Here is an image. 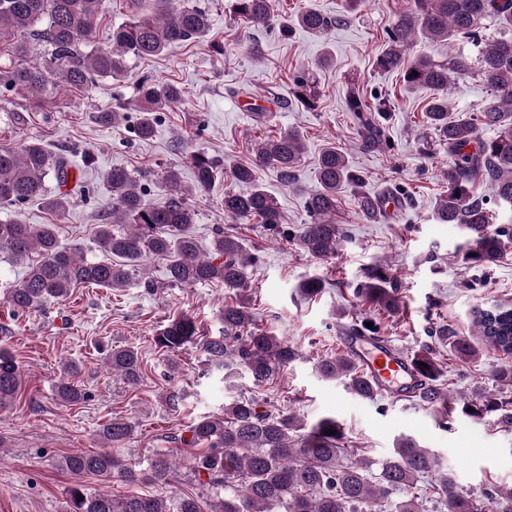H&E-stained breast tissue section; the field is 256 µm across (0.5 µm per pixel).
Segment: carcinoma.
Wrapping results in <instances>:
<instances>
[{
    "instance_id": "carcinoma-1",
    "label": "carcinoma",
    "mask_w": 512,
    "mask_h": 512,
    "mask_svg": "<svg viewBox=\"0 0 512 512\" xmlns=\"http://www.w3.org/2000/svg\"><path fill=\"white\" fill-rule=\"evenodd\" d=\"M157 12L136 15L112 28L111 44L95 46L97 15L102 0H0V52H8L9 63L0 65V89L22 92L40 101L58 87L87 89L101 78H118L133 59L158 56L171 48L199 39L210 28L207 11L190 2L175 8L172 0H154ZM234 10L256 30L275 21L274 0H234ZM497 22L499 39L482 46V24ZM299 27L325 36L337 20L315 10L298 15ZM40 37L49 47L47 57L29 62L25 35ZM432 41L466 40L481 45L477 76L489 91L479 116L466 120L448 119V100L443 95L456 81L472 72V58L463 51L438 61L420 55L406 62L405 53L420 37ZM376 67L384 72L401 71L410 87H429L438 92L425 116L448 145L451 161L444 172L448 190L440 198L436 216L442 224H458L467 235L463 253L467 264L488 269L498 264L512 242V228L494 226L483 188L501 205L512 207V0H409L398 12L386 33ZM184 91L174 83L159 84L149 78L139 86V118L134 133L148 138L154 130L156 113L182 100ZM358 120L363 146L372 147L385 139L380 120H389L390 103L385 97L370 104L358 91L346 100ZM493 135L482 137L479 130ZM302 142L295 131H285L257 144L252 161L231 171L240 190L224 192V215L228 228L213 231L211 249L201 252L194 233L195 211L189 196L207 192L219 173V162L205 154L192 156L194 187L182 188L179 169L168 167L163 179L171 195L158 207L144 200L142 183L152 173L133 175L121 168L107 174L106 190L112 200V223L97 225L94 244L99 256L87 258L82 247L61 246L54 224H26L20 219L0 222V255L23 265L22 277L6 292L7 303L17 311H39L70 290L95 285L119 290L128 287L139 263L147 257L167 261L166 284L170 287L220 283L224 307L219 311L223 328L216 336L201 334L188 315L172 319L159 329L154 344L163 351L196 348L209 368L235 387L245 376L256 386L274 380L281 368L299 357L298 351L260 326L251 307L248 269L252 256L235 225H261L269 234L288 241L309 256L328 260L336 257L345 238L336 212L343 187L355 193L361 217L370 221L379 215V199L364 190V178L353 170L340 150L325 149L318 162L317 187L306 198L310 223L293 230L283 227L276 199L256 179L260 168L277 172L285 186L293 184L301 160ZM71 164L51 152L46 143L30 137L17 148L0 146V206H17L39 199L57 218L65 217L72 203L68 188ZM325 281L309 277L299 284L300 293L313 299L324 292ZM359 305L373 314H395L399 309L398 288L381 266L370 268L355 289ZM494 316L484 309L473 312L480 336L495 350L512 354V305L495 304ZM451 349L461 358L474 359L477 350L466 338L452 337ZM112 373L136 387L144 377V362L131 346L106 355ZM427 367L420 372L428 391L420 401L436 411L441 427L455 411L450 394L439 387L440 366L430 347L413 356ZM326 380L344 379L353 394L373 400L370 384L344 355L319 359L315 364ZM495 392L478 391L464 399L461 412L475 421L488 416L512 428V364L493 370ZM22 384L20 366L6 350H0V408L15 402ZM58 399L76 404L87 392L65 379L57 386ZM335 434L329 435L327 431ZM135 432V424L114 418L99 431L101 441L116 447ZM190 437L181 444L190 449L189 466L203 489L196 494L173 497L89 493L87 477L106 481L118 478L135 482L139 477L168 483L175 474L171 454L157 450L137 471L109 451L75 452L62 458L59 466L73 478L67 493L72 512H386L394 492L405 494L397 512H488L503 500L501 512H512V489L490 488L480 496L456 488L448 474L439 473L438 456L404 438L393 455L377 463L366 457L350 459L340 423L321 418L306 425L288 412H260L251 398L237 397L224 407L222 416H201L188 427ZM424 480L432 496L413 492Z\"/></svg>"
}]
</instances>
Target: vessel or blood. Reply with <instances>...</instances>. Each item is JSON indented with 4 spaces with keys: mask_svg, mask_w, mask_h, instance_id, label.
Wrapping results in <instances>:
<instances>
[{
    "mask_svg": "<svg viewBox=\"0 0 512 512\" xmlns=\"http://www.w3.org/2000/svg\"><path fill=\"white\" fill-rule=\"evenodd\" d=\"M341 350L376 391L398 399L421 395L426 385L407 354L388 340L348 328L338 331Z\"/></svg>",
    "mask_w": 512,
    "mask_h": 512,
    "instance_id": "vessel-or-blood-1",
    "label": "vessel or blood"
}]
</instances>
